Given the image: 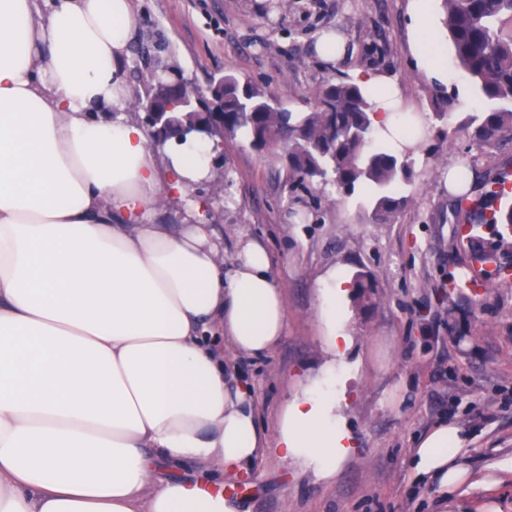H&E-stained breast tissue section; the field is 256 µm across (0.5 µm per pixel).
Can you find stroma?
I'll return each instance as SVG.
<instances>
[{
    "instance_id": "35a3bbf8",
    "label": "stroma",
    "mask_w": 512,
    "mask_h": 512,
    "mask_svg": "<svg viewBox=\"0 0 512 512\" xmlns=\"http://www.w3.org/2000/svg\"><path fill=\"white\" fill-rule=\"evenodd\" d=\"M264 2L135 0L139 25L123 64L129 118L142 121L145 90L162 74L201 90L232 74L301 111L319 85L364 69L388 74L429 133L408 158L410 201L391 224L370 221L365 188L345 196L293 185L241 135L225 140L223 163L195 186L191 199L205 203L204 223L223 234L225 261L241 235L264 242L288 312L268 355L237 361L274 446L224 486L238 490L242 512H512V281L477 293L449 287L468 252L447 183L449 170L465 167L479 187L512 165V141L473 139L465 119L474 91L456 67L441 77L417 66L410 0H290L273 28ZM330 30L342 32L347 47L337 64L315 51ZM438 85L456 100L451 118L434 114ZM188 200L164 197L158 223H181ZM360 271L371 287L337 301L352 339L340 360L328 345L320 291L331 275ZM315 384L339 402L348 433L350 451L330 477L275 446L286 403ZM438 424L467 438L457 456L467 478L446 497L410 466L416 438Z\"/></svg>"
}]
</instances>
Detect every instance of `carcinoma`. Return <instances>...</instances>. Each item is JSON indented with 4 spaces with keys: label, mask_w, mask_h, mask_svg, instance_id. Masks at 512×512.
I'll return each mask as SVG.
<instances>
[{
    "label": "carcinoma",
    "mask_w": 512,
    "mask_h": 512,
    "mask_svg": "<svg viewBox=\"0 0 512 512\" xmlns=\"http://www.w3.org/2000/svg\"><path fill=\"white\" fill-rule=\"evenodd\" d=\"M442 25L453 49L456 66L473 82L476 109L466 122L483 144L512 140V0H442ZM436 114H452L454 98L437 87ZM370 93L342 77L321 85L298 115L285 110L266 92L228 74L224 76V136L246 134L253 148L269 154L291 182L332 184L351 194L362 185L370 192L371 219L390 224L407 206L398 180L410 178L401 155L376 137ZM426 135L425 127L409 115L402 137ZM507 169L489 178L484 192L464 197L458 206L460 224H482L500 235L512 225V211L501 210L493 190ZM478 264L499 262L498 253L479 240L469 245Z\"/></svg>",
    "instance_id": "carcinoma-1"
}]
</instances>
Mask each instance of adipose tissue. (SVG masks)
Listing matches in <instances>:
<instances>
[{
  "instance_id": "ef3b65f1",
  "label": "adipose tissue",
  "mask_w": 512,
  "mask_h": 512,
  "mask_svg": "<svg viewBox=\"0 0 512 512\" xmlns=\"http://www.w3.org/2000/svg\"><path fill=\"white\" fill-rule=\"evenodd\" d=\"M136 23L131 0H0V512H239L224 478L266 451L235 360L280 342L283 288L259 240L228 264L212 225L155 222L211 168L203 135L128 120ZM335 409L307 390L278 429L326 476ZM464 443L432 427L416 475L455 488Z\"/></svg>"
}]
</instances>
